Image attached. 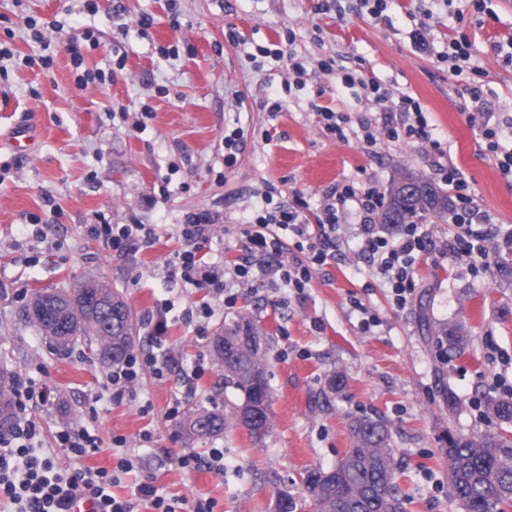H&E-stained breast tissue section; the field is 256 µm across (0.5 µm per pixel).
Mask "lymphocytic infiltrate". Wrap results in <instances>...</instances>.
<instances>
[{"mask_svg":"<svg viewBox=\"0 0 512 512\" xmlns=\"http://www.w3.org/2000/svg\"><path fill=\"white\" fill-rule=\"evenodd\" d=\"M369 93L382 111L401 107L413 112L414 121L408 125L384 124L379 135L366 132L367 143L377 144L382 137L391 141L417 139L428 143L433 151L442 152V144L433 139L419 102L408 96L393 100L375 84L371 85ZM446 180L458 202L452 222L463 244L462 256L487 257L486 236L476 229L477 224L487 223V216L481 215L456 166H449ZM274 195V190H266L252 219L239 227L245 254H281L285 237H292L302 258L283 266L281 280L289 288H306L315 267L330 259L334 236L344 218V206L351 201L356 204L360 218L359 252L377 262L380 274L391 289L394 304L406 305L415 286L416 262L427 250L426 237L415 224L405 225L395 243L375 235L372 216L383 203L375 186L337 184L326 192L324 206L313 220L305 212L306 202L277 205L273 202ZM43 398L42 387L23 376L15 379L13 405L17 424L11 431L0 433V500L16 505V512H73L76 503L85 498L94 501L97 512H135L132 500L111 494L110 488L117 481L113 471L79 468L63 472L52 457L39 452L35 440L41 433V426L33 420L32 413Z\"/></svg>","mask_w":512,"mask_h":512,"instance_id":"f902f5d3","label":"lymphocytic infiltrate"}]
</instances>
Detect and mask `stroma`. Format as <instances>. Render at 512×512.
<instances>
[{"label":"stroma","mask_w":512,"mask_h":512,"mask_svg":"<svg viewBox=\"0 0 512 512\" xmlns=\"http://www.w3.org/2000/svg\"><path fill=\"white\" fill-rule=\"evenodd\" d=\"M487 5L478 14L469 0H393L377 20L362 0H0V40L15 51L0 60V372L43 387L47 399L34 412L43 454L66 468L119 470L127 459L111 492L135 499L138 512H153L139 494L145 483L177 507L208 500L214 512H272L274 472L296 512H316L307 472L334 468L351 446L350 422L368 416L391 431L406 512H459L443 450L449 438L497 430L485 401L512 396V283L495 279L488 262L458 257L453 224L430 221L421 226L429 252L397 307L376 262L357 252L354 216L337 234L334 259L304 290L280 280L281 261L295 252L289 241L282 257L248 258V277L232 270L245 259L236 227L269 182L281 202L300 196L315 213L336 183L369 182L384 193L402 170L438 184L452 164L491 217L488 240L512 236V179L487 151L481 123L469 120L477 110L512 114V0ZM24 14L63 22L50 65ZM144 15L150 27L139 26ZM422 26L426 49L412 39ZM461 37L473 47L472 71L453 78L443 54ZM280 43L306 60L301 85L287 86L286 62L264 55ZM338 68L355 74V88L337 86ZM83 70L106 80L78 89ZM371 84L416 99L443 153L418 140L367 146L364 126L407 120L377 109ZM266 96L282 100L277 116L261 108ZM324 107L345 114L347 141L324 131ZM237 125L245 143L228 169L224 135ZM18 126L35 135L23 156L9 145ZM197 218L210 230L194 247L180 227ZM95 224H149L155 237L118 252L91 235ZM190 248L201 268L225 261L224 281L184 279L176 254ZM87 274L124 296L134 353L158 360L119 399L85 345L52 354L20 316L31 290L69 288ZM368 313L377 322L366 330ZM242 317L263 332L273 429L260 442L237 425L184 444L172 408L237 398L208 342ZM426 320L463 323L465 351L440 362ZM338 373L345 382L330 390ZM64 423L97 434L99 450L76 461L56 447ZM116 436L125 447H113ZM186 455L196 467H182Z\"/></svg>","instance_id":"stroma-1"}]
</instances>
